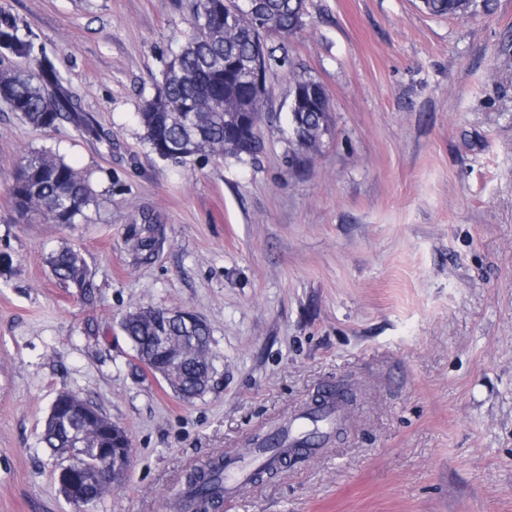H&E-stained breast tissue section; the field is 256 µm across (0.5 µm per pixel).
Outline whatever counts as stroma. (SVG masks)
Instances as JSON below:
<instances>
[{
	"instance_id": "obj_1",
	"label": "stroma",
	"mask_w": 512,
	"mask_h": 512,
	"mask_svg": "<svg viewBox=\"0 0 512 512\" xmlns=\"http://www.w3.org/2000/svg\"><path fill=\"white\" fill-rule=\"evenodd\" d=\"M194 0H0L58 56L111 145L0 105V512H74L41 443L63 390L132 440L117 489L86 512H174L191 469L248 453L317 391L352 388L345 432L239 490L223 512H512V0L467 17L421 0H306L266 75L263 150L237 161L151 153L136 114L183 43ZM325 87L331 121L292 169L288 89ZM92 183L88 221L17 212L21 155ZM164 243L124 245L139 210ZM80 250L89 306L48 257ZM194 311L218 373L186 403L120 330L137 307Z\"/></svg>"
}]
</instances>
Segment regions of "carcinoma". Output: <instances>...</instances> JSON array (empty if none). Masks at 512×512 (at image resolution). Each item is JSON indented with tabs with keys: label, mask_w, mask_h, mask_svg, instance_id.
<instances>
[{
	"label": "carcinoma",
	"mask_w": 512,
	"mask_h": 512,
	"mask_svg": "<svg viewBox=\"0 0 512 512\" xmlns=\"http://www.w3.org/2000/svg\"><path fill=\"white\" fill-rule=\"evenodd\" d=\"M472 2L423 0V7L431 15L462 17ZM259 6V25L255 26L224 18V0H196L184 45L165 62L156 93L138 112L146 143L158 158L180 162L203 154L241 160L253 159L260 152L257 127L263 118L264 97L256 95V80L265 74L274 54L267 37L288 36L301 29L305 0H259ZM0 51L27 62L23 70H0L1 104L33 126L47 129L67 121L112 146V131L84 110L79 94L61 74L56 54L2 9ZM294 85L306 91L304 104L289 115L297 132L293 154L303 161L318 149L331 115L321 83L300 78ZM8 191L21 213L54 224H76L96 204L89 180L51 151L23 154ZM140 217L127 228L125 244L138 262L149 263L158 256L163 238L153 214L143 211ZM49 264L60 285L78 290L88 304L96 302L98 286L80 251L63 247L51 254ZM121 328L140 356L155 360L159 368L166 366L167 355L178 357L183 399L190 402L199 389H207L215 365L204 350L211 339L206 321L190 326L169 320L164 309L153 308L128 312ZM315 437L313 431L290 444L287 432H282L260 448L262 452L280 449L277 463L259 466L251 478L258 480L284 463L288 456L284 448L311 446ZM124 439H129L126 430L99 410L90 418L60 404L52 408L43 426L42 443L80 477L77 493L68 502L96 504L112 491L111 485L93 474V468L112 462ZM225 469V458L218 456L188 474L182 495L185 512L220 509Z\"/></svg>",
	"instance_id": "cac0c4a2"
}]
</instances>
